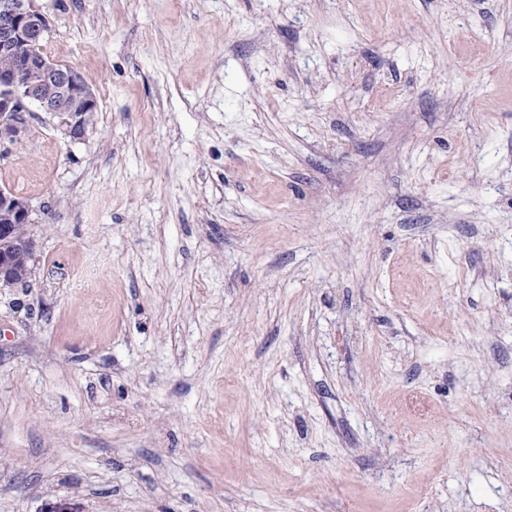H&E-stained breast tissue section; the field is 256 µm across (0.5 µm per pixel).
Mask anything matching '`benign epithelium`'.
<instances>
[{
	"instance_id": "1",
	"label": "benign epithelium",
	"mask_w": 512,
	"mask_h": 512,
	"mask_svg": "<svg viewBox=\"0 0 512 512\" xmlns=\"http://www.w3.org/2000/svg\"><path fill=\"white\" fill-rule=\"evenodd\" d=\"M47 32L48 20L34 0H0V54L16 64L13 70L0 71L1 144L20 137L22 113L30 104L68 116L64 124L73 137L84 131L78 116L98 110L94 90L77 69L33 53L32 46ZM31 213L30 200L0 191V288L15 287L19 268L33 256V239L17 232L31 223Z\"/></svg>"
}]
</instances>
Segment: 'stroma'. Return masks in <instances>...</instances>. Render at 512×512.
<instances>
[{"instance_id":"obj_1","label":"stroma","mask_w":512,"mask_h":512,"mask_svg":"<svg viewBox=\"0 0 512 512\" xmlns=\"http://www.w3.org/2000/svg\"><path fill=\"white\" fill-rule=\"evenodd\" d=\"M0 512H512V0H35Z\"/></svg>"}]
</instances>
